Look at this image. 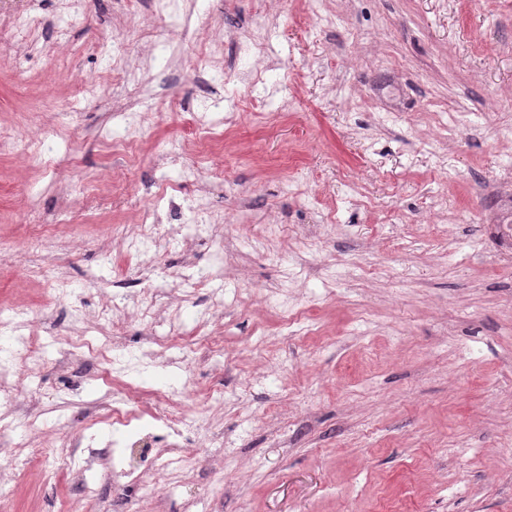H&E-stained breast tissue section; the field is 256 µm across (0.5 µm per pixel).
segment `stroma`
Instances as JSON below:
<instances>
[{
    "instance_id": "35a3bbf8",
    "label": "stroma",
    "mask_w": 512,
    "mask_h": 512,
    "mask_svg": "<svg viewBox=\"0 0 512 512\" xmlns=\"http://www.w3.org/2000/svg\"><path fill=\"white\" fill-rule=\"evenodd\" d=\"M326 7L335 24L317 23L312 0H184L191 28L224 35L223 109L202 135L181 108L200 41L140 58L142 86L127 83L114 67L118 0H84L66 44L0 50V126L59 134L46 156L0 153V246L33 221H65L46 261L73 291L52 310L51 290L25 274L32 256L0 265V310L29 313L46 360L18 399L37 402L41 419L16 416L0 448V512H512V248L494 226L507 205L498 187L512 181V0ZM259 15L262 56L249 37ZM87 72L104 76L96 94L78 84ZM129 100L151 129L123 157L110 151L112 104ZM442 112L467 121L435 140ZM198 138L207 148L187 161L209 180L214 229L184 215L192 258L178 243L158 262L216 270L227 251L239 268L214 282L224 353H193L197 390L184 401L208 410L203 395L220 384L224 411L208 441L190 438L194 470L127 491L99 465L90 501L83 474L35 433L96 425L119 382L148 389L181 372L136 363L150 339L137 321L116 336L108 320L89 329L109 347L114 371L102 377L88 351L57 368L58 338L101 312L86 279L143 280L136 254L101 266L105 227L192 193L162 158ZM262 224L288 234L259 245L250 232ZM249 288L266 305L236 302ZM285 299L304 324H286ZM260 363L267 379L254 376Z\"/></svg>"
}]
</instances>
